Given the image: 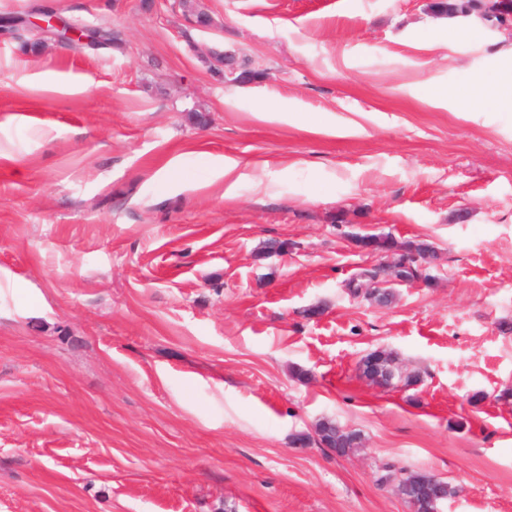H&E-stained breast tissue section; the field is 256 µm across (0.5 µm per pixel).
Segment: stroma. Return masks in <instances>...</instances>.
Returning a JSON list of instances; mask_svg holds the SVG:
<instances>
[{"mask_svg": "<svg viewBox=\"0 0 512 512\" xmlns=\"http://www.w3.org/2000/svg\"><path fill=\"white\" fill-rule=\"evenodd\" d=\"M196 2L208 26L0 0V512H412L388 464L448 482L440 512H512V109L422 88L512 75L504 31L458 41L432 0ZM46 10L114 39L33 46ZM225 51L260 79L225 85ZM383 234L433 250L387 306L348 288ZM375 350L417 382L362 377ZM323 418L362 447L295 443ZM38 87L41 90L51 93L57 97L87 94L92 88L89 82L76 79L41 82ZM213 172L216 178L224 177V197L232 199L236 196L237 185L242 177L240 161L231 156H224L214 162Z\"/></svg>", "mask_w": 512, "mask_h": 512, "instance_id": "stroma-1", "label": "stroma"}]
</instances>
